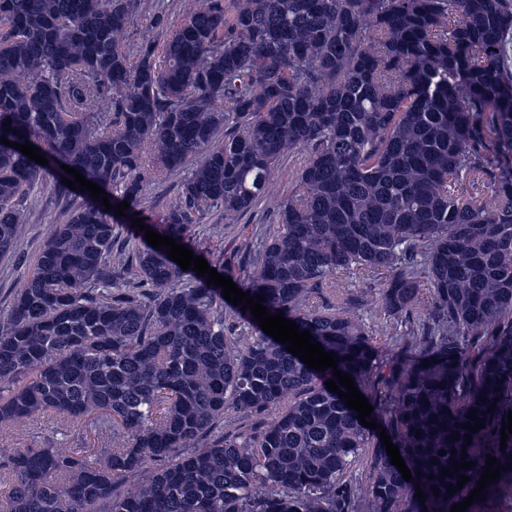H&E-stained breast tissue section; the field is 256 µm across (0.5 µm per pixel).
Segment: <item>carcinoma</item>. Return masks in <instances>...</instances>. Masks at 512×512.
Segmentation results:
<instances>
[{"instance_id": "obj_1", "label": "carcinoma", "mask_w": 512, "mask_h": 512, "mask_svg": "<svg viewBox=\"0 0 512 512\" xmlns=\"http://www.w3.org/2000/svg\"><path fill=\"white\" fill-rule=\"evenodd\" d=\"M203 2L158 18L133 61L136 0H0V137L48 161L0 142V256L17 248L19 201L44 182L69 197L64 164L133 217L149 182L196 160L151 228L200 257L196 214L250 211L303 157L242 291L338 355L413 480L326 388L333 369L226 311L206 278L183 282L144 237L114 249L97 200L54 225L0 323V433L90 419L100 446L0 452L6 512H450L488 454L504 470L485 492L511 491L512 0ZM381 271L340 298L378 304L376 328L314 302ZM414 313L419 353L383 357L376 336ZM271 408L257 428L220 427L230 409ZM464 452L476 466L440 477ZM300 159H294L288 163V159L283 163L276 178L270 187V193L276 199L287 198L293 189L291 174L299 166Z\"/></svg>"}]
</instances>
